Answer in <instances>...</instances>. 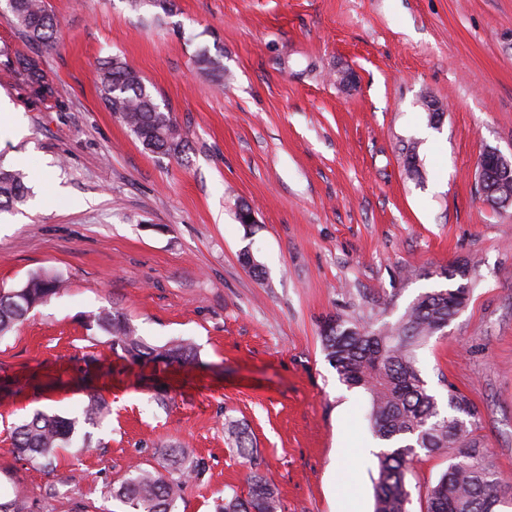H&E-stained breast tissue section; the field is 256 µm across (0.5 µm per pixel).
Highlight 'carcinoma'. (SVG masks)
<instances>
[{
	"mask_svg": "<svg viewBox=\"0 0 512 512\" xmlns=\"http://www.w3.org/2000/svg\"><path fill=\"white\" fill-rule=\"evenodd\" d=\"M11 20L29 41L50 45L54 20L44 0H8ZM8 71L21 81L29 96L47 103L57 99V89L31 58L15 54ZM100 93L106 106L138 138L145 149L170 155L183 147L181 135L170 134L173 116L164 112L146 90L141 75L125 60L114 56L99 73ZM27 187L19 171L0 167V210L25 200ZM63 286L57 273L30 275L19 288L0 289V336L22 322L37 305L48 301ZM469 288L460 285L419 295L394 323L379 328L353 322L340 315L327 316L320 326L322 348L345 385L363 389L370 398L369 420L375 436L385 445L378 455L374 482V512H411L407 476L414 461L425 455H445L448 468L425 495L424 512H496L505 503L509 486L497 470L476 431L481 413L475 403L448 387L447 409H442L417 367L415 351L462 310ZM88 324L110 337L112 351L132 364L168 367L198 361L197 350L187 341L148 343L118 308H103L88 316ZM105 400L87 396L82 418L48 415L37 411L14 427V450L53 470L59 452L72 445L77 426L100 423ZM228 444L249 464L247 495H224L217 512H280L276 487L254 467L257 449L248 426L241 420H224ZM160 468L128 466L127 477L108 491L126 512H174L189 483L206 470L204 458L176 443L160 450Z\"/></svg>",
	"mask_w": 512,
	"mask_h": 512,
	"instance_id": "obj_1",
	"label": "carcinoma"
}]
</instances>
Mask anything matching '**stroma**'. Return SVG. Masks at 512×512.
<instances>
[{
  "instance_id": "35a3bbf8",
  "label": "stroma",
  "mask_w": 512,
  "mask_h": 512,
  "mask_svg": "<svg viewBox=\"0 0 512 512\" xmlns=\"http://www.w3.org/2000/svg\"><path fill=\"white\" fill-rule=\"evenodd\" d=\"M45 3L51 47L0 17V96L26 130L0 141V167L31 189L0 213V288L40 270L66 286L0 337V497L30 512H123L105 491L176 442L207 462L176 512H215L246 490L230 415L250 426L281 512H374L369 396L339 380L320 324L396 322L448 287L438 269L465 261L470 299L418 367L439 400L452 386L476 403L478 436L512 479V208H492L475 178L484 150L512 155V0ZM203 47L222 77L199 69ZM18 53L56 85L53 106L7 72ZM116 54L172 112L181 153L148 152L105 108L98 72ZM243 204L253 227L235 219ZM245 250L262 276L241 265ZM111 307L152 344L190 341L198 365L115 372L108 336L86 326ZM91 393L109 409L93 451L62 450L52 473L13 451L14 423L80 416ZM447 467L414 463L411 512Z\"/></svg>"
}]
</instances>
